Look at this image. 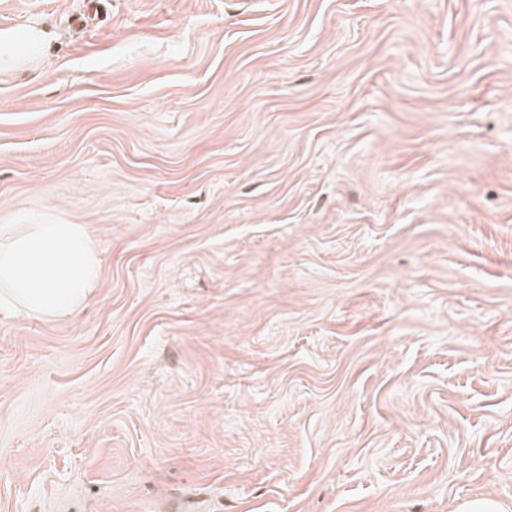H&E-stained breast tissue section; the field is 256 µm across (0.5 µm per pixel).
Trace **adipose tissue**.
I'll return each instance as SVG.
<instances>
[{
  "mask_svg": "<svg viewBox=\"0 0 512 512\" xmlns=\"http://www.w3.org/2000/svg\"><path fill=\"white\" fill-rule=\"evenodd\" d=\"M98 275L86 225H0V314L68 315L86 301Z\"/></svg>",
  "mask_w": 512,
  "mask_h": 512,
  "instance_id": "adipose-tissue-1",
  "label": "adipose tissue"
}]
</instances>
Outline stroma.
<instances>
[{"label":"stroma","mask_w":512,"mask_h":512,"mask_svg":"<svg viewBox=\"0 0 512 512\" xmlns=\"http://www.w3.org/2000/svg\"><path fill=\"white\" fill-rule=\"evenodd\" d=\"M0 512L512 505V0H0ZM98 275L86 225H0V314L66 316L86 301ZM506 507H508L506 509ZM511 507L494 498H475L461 503L456 512H508Z\"/></svg>","instance_id":"1"}]
</instances>
